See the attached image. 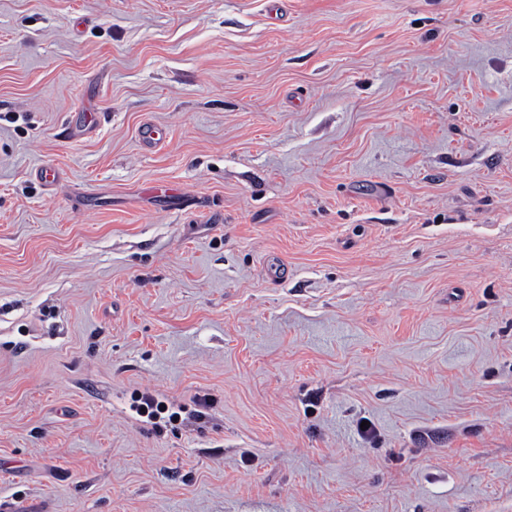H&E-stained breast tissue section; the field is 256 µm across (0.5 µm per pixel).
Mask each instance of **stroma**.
Masks as SVG:
<instances>
[{
	"mask_svg": "<svg viewBox=\"0 0 512 512\" xmlns=\"http://www.w3.org/2000/svg\"><path fill=\"white\" fill-rule=\"evenodd\" d=\"M275 1L0 0V499L512 512V0Z\"/></svg>",
	"mask_w": 512,
	"mask_h": 512,
	"instance_id": "1",
	"label": "stroma"
}]
</instances>
